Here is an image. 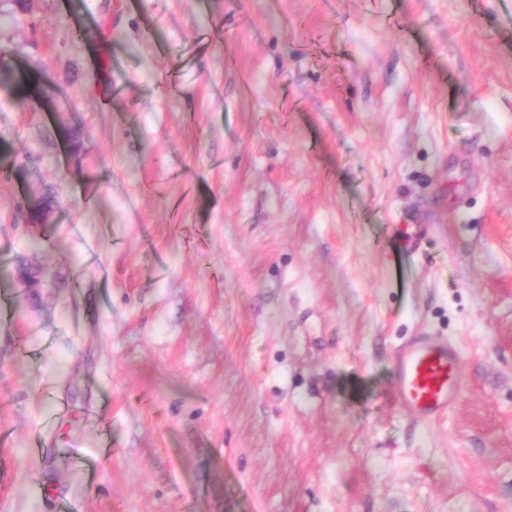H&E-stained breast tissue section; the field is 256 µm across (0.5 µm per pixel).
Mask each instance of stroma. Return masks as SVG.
Returning a JSON list of instances; mask_svg holds the SVG:
<instances>
[{"mask_svg":"<svg viewBox=\"0 0 512 512\" xmlns=\"http://www.w3.org/2000/svg\"><path fill=\"white\" fill-rule=\"evenodd\" d=\"M1 67L0 512H512V0H0ZM6 76L14 83L19 98L25 102L43 104L47 98L46 90L39 83L30 78L26 73H12L9 70H1L0 76ZM462 363L461 350L447 340L412 336L394 356L393 392L398 406L417 422L447 416L467 384Z\"/></svg>","mask_w":512,"mask_h":512,"instance_id":"stroma-1","label":"stroma"}]
</instances>
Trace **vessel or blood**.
<instances>
[{
    "label": "vessel or blood",
    "instance_id": "b4317fda",
    "mask_svg": "<svg viewBox=\"0 0 512 512\" xmlns=\"http://www.w3.org/2000/svg\"><path fill=\"white\" fill-rule=\"evenodd\" d=\"M462 363L459 347L447 340L427 334L408 339L394 356L398 406L417 422L447 416L467 384Z\"/></svg>",
    "mask_w": 512,
    "mask_h": 512
}]
</instances>
